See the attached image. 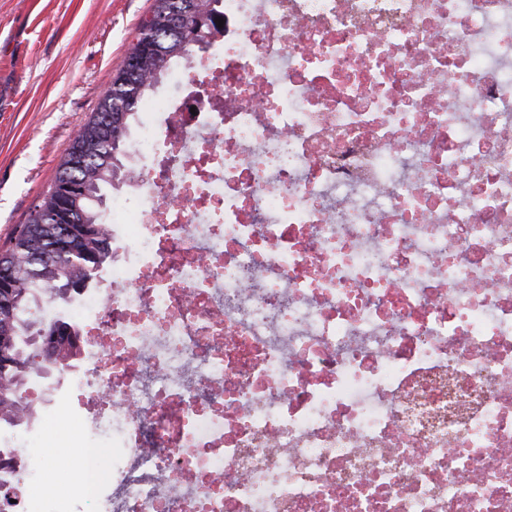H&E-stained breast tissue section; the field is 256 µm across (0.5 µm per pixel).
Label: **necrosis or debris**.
I'll return each instance as SVG.
<instances>
[{"instance_id": "1", "label": "necrosis or debris", "mask_w": 512, "mask_h": 512, "mask_svg": "<svg viewBox=\"0 0 512 512\" xmlns=\"http://www.w3.org/2000/svg\"><path fill=\"white\" fill-rule=\"evenodd\" d=\"M222 11L67 313L82 453L45 488L15 429L10 512H512V0Z\"/></svg>"}]
</instances>
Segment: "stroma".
<instances>
[{
    "instance_id": "1",
    "label": "stroma",
    "mask_w": 512,
    "mask_h": 512,
    "mask_svg": "<svg viewBox=\"0 0 512 512\" xmlns=\"http://www.w3.org/2000/svg\"><path fill=\"white\" fill-rule=\"evenodd\" d=\"M154 0H0V245L42 201L79 128L96 112ZM66 371L47 379L52 401L28 421L84 411Z\"/></svg>"
}]
</instances>
